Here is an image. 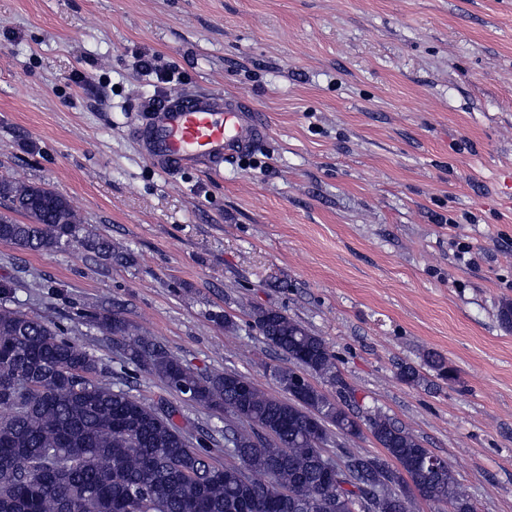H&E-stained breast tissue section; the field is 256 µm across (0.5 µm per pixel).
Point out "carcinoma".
Instances as JSON below:
<instances>
[{
    "mask_svg": "<svg viewBox=\"0 0 512 512\" xmlns=\"http://www.w3.org/2000/svg\"><path fill=\"white\" fill-rule=\"evenodd\" d=\"M0 241L30 251L81 248L106 263L124 248L86 229L69 200L44 184L0 178ZM0 289V512H474L455 471L430 466V449L375 412L359 424L347 402H332L300 372L344 385L324 339L286 314L258 308L253 326L286 365L268 366L282 399L236 371L202 376L117 310L101 307L89 325L120 343L126 360L168 389L230 416L219 467L174 423L176 410L147 403L103 379L98 357L39 317L9 306ZM423 362L453 380L445 358ZM359 438L368 430L380 455L326 454L330 428Z\"/></svg>",
    "mask_w": 512,
    "mask_h": 512,
    "instance_id": "carcinoma-1",
    "label": "carcinoma"
}]
</instances>
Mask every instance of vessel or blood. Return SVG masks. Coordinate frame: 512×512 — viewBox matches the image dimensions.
Listing matches in <instances>:
<instances>
[{
	"mask_svg": "<svg viewBox=\"0 0 512 512\" xmlns=\"http://www.w3.org/2000/svg\"><path fill=\"white\" fill-rule=\"evenodd\" d=\"M267 133L266 123L247 100L212 92L166 95L133 129L143 154L166 172L220 170Z\"/></svg>",
	"mask_w": 512,
	"mask_h": 512,
	"instance_id": "obj_1",
	"label": "vessel or blood"
}]
</instances>
